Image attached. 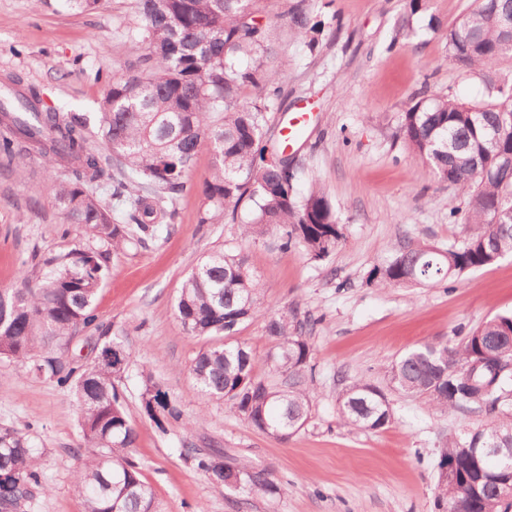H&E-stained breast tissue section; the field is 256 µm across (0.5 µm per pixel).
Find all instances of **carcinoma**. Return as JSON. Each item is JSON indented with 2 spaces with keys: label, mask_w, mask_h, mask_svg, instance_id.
<instances>
[{
  "label": "carcinoma",
  "mask_w": 512,
  "mask_h": 512,
  "mask_svg": "<svg viewBox=\"0 0 512 512\" xmlns=\"http://www.w3.org/2000/svg\"><path fill=\"white\" fill-rule=\"evenodd\" d=\"M140 36L148 52L136 72L108 80L99 111L92 114L39 109L30 89L18 105L0 107V157L24 165L35 151L56 172L55 199L82 238L48 254L23 277L21 288H0V357L13 358L44 377L70 387L88 455L75 483L84 512H161L153 489L131 458L136 431L116 381L123 368L108 360L93 368L65 353L71 337L91 329L106 337L94 300L109 271L111 255L138 248L169 230L177 195L186 186L202 146L215 164L202 193L208 202L201 223L235 214L247 204V238L278 234L279 246L299 248L322 260L344 240L343 225L322 189L300 198L296 170L277 147L265 144L267 99L280 92L274 64L272 25L260 22L265 0H137ZM296 35L315 46L326 22L306 0L285 13ZM512 26V0H476L448 28V54L474 71L492 68L503 55V27ZM252 97L245 101L244 91ZM498 128L488 144L484 125ZM399 137L411 155L440 182L465 198L470 232L446 249L407 245L373 269L379 288L437 286L465 271L512 255V82L490 86V99L462 102L453 95L414 98L403 112ZM24 145L21 152L15 151ZM121 166L114 195H128L121 219L95 195ZM260 279L241 253L213 252L183 282L176 316L199 337H224L201 351L189 373L201 392L227 401L255 429L286 440L307 423L313 392V324L296 313L268 317L266 332L277 341L267 362L285 375L271 382L255 372L252 350L235 339L242 325L260 316ZM392 390L425 399L441 412L479 408L489 415L477 432L450 436L438 462L436 503L440 512H512V498L498 483L512 478V458L489 456L485 448H512V315H498L471 330L458 344L426 343L396 360ZM343 424L380 430L393 420L387 393L357 381L338 398ZM144 409L161 426L181 411L159 389L148 392ZM210 482L226 490L274 497L281 488L264 469L236 467L240 485L224 476L220 451L190 455ZM0 473L12 490L0 495V512H21L43 487L37 453L28 436L0 428Z\"/></svg>",
  "instance_id": "1"
}]
</instances>
